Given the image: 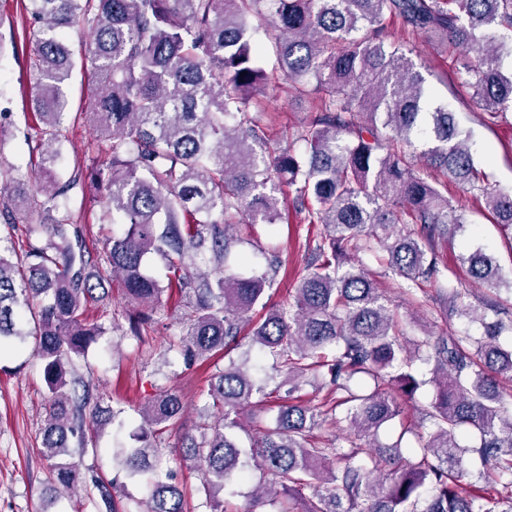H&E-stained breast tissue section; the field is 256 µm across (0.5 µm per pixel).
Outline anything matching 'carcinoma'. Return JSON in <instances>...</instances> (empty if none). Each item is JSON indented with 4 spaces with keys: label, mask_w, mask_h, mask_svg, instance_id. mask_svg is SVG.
Wrapping results in <instances>:
<instances>
[{
    "label": "carcinoma",
    "mask_w": 512,
    "mask_h": 512,
    "mask_svg": "<svg viewBox=\"0 0 512 512\" xmlns=\"http://www.w3.org/2000/svg\"><path fill=\"white\" fill-rule=\"evenodd\" d=\"M36 29V78L31 93L40 125L39 190L17 183L0 197V223L29 212L26 249L3 245L0 236V348L36 340L49 392L41 454L49 482L65 490L97 491L99 512H117L112 484L86 478L72 461L90 434L121 411L75 369V359L106 333L93 305L110 297L106 270L121 279L138 306L129 320L140 338L154 322L163 293L183 296L184 333L178 349L188 363H204L240 334L256 306L266 310L253 324L251 342L275 369L276 386L290 403L273 426L247 449L232 431L241 410L266 399L267 380L247 363L230 361L210 376L202 394L217 409L199 436H187L182 454L204 477L199 493L210 512H223L218 493L250 467L260 472L252 496L273 512H512V335L509 307L473 304L464 293L448 295V317L483 327L480 336L448 335L413 342L396 310L354 257L381 253L399 277L416 283L436 272L433 244L465 229V214L415 168L421 156L487 202L497 223L512 229V192L485 182L469 147V133L448 106L434 99L426 77L384 21L395 17L409 34H429L459 53L464 84L495 116L512 112V0H28ZM89 35L86 59L97 75L92 112L98 132L90 177L103 189L101 221L123 219L125 229L102 246H89L70 205L81 176H57L65 82L73 69L64 33ZM271 43V70L297 98H313L314 112L284 148H268L256 125L252 101L269 73L259 64ZM295 187L300 222L323 227L314 262L294 292L267 307L264 294L274 263L242 276L228 259L242 242L241 224H282L280 184ZM209 254L216 276L198 268ZM169 263L167 285L146 272L149 255ZM471 276L512 295V276L477 248L459 255ZM432 364L434 430L420 454L404 458L399 445L384 446L379 433L400 415L399 397L421 385L416 361ZM310 375L336 394L326 408L301 399L300 379ZM360 376L377 386L365 392ZM184 406L172 388L138 409L140 441L119 456L130 476H146L147 509L187 512L170 474L153 468L151 439L181 419ZM346 423L363 442L345 453L311 433ZM493 466L496 496L476 484L464 487L462 454ZM344 462L336 468L331 458ZM311 488L307 497L303 489Z\"/></svg>",
    "instance_id": "carcinoma-1"
}]
</instances>
